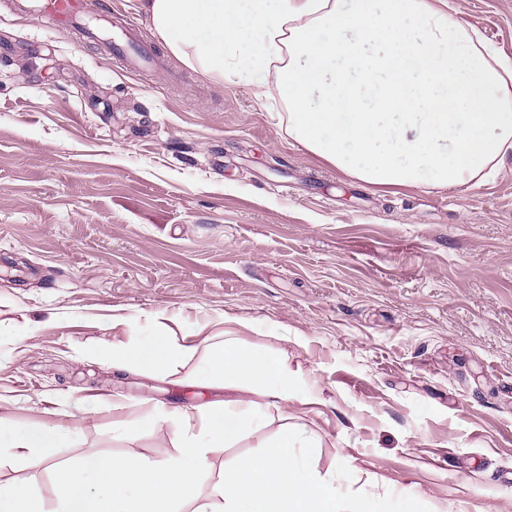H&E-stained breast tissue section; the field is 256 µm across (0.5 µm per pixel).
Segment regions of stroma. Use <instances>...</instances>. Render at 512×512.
Instances as JSON below:
<instances>
[{
    "mask_svg": "<svg viewBox=\"0 0 512 512\" xmlns=\"http://www.w3.org/2000/svg\"><path fill=\"white\" fill-rule=\"evenodd\" d=\"M121 13L161 70L0 0V414L77 432L52 459L0 452V483L53 512L46 479L112 454L175 453L177 411L236 398L197 376L114 367L106 346L232 336L311 397L273 412L196 482L300 426L364 512H512V157L487 182L378 187L288 135L285 113L194 73ZM512 61V0H448ZM152 401L118 427L113 399Z\"/></svg>",
    "mask_w": 512,
    "mask_h": 512,
    "instance_id": "obj_1",
    "label": "stroma"
}]
</instances>
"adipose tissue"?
Returning a JSON list of instances; mask_svg holds the SVG:
<instances>
[{"label": "adipose tissue", "mask_w": 512, "mask_h": 512, "mask_svg": "<svg viewBox=\"0 0 512 512\" xmlns=\"http://www.w3.org/2000/svg\"><path fill=\"white\" fill-rule=\"evenodd\" d=\"M171 55L210 82L243 86L288 109V135L366 183L455 188L488 180L512 155V66L447 0H141ZM195 342L139 337L113 365L164 370L196 356ZM200 373L246 398L180 412L177 453L156 465L92 456L57 473L55 512H360L339 504L335 475L306 466L295 439L224 470L193 497L212 455L260 433L258 397L298 398L282 358L232 340L213 346ZM72 432L14 427L0 417V447L22 456L73 441Z\"/></svg>", "instance_id": "ef3b65f1"}]
</instances>
